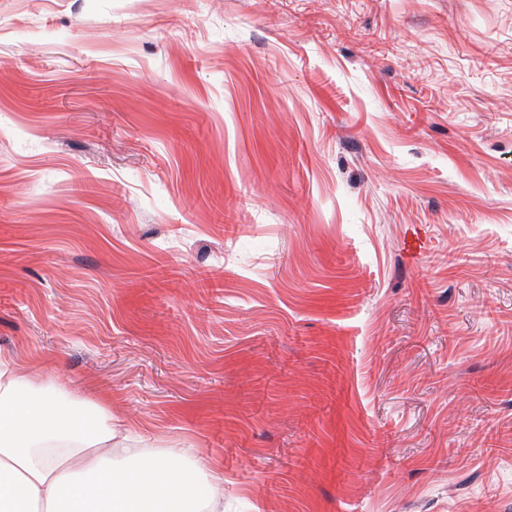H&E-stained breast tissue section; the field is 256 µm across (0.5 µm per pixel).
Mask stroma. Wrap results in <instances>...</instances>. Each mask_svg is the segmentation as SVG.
Instances as JSON below:
<instances>
[{"instance_id":"35a3bbf8","label":"stroma","mask_w":512,"mask_h":512,"mask_svg":"<svg viewBox=\"0 0 512 512\" xmlns=\"http://www.w3.org/2000/svg\"><path fill=\"white\" fill-rule=\"evenodd\" d=\"M0 357L224 512H512V0H0Z\"/></svg>"}]
</instances>
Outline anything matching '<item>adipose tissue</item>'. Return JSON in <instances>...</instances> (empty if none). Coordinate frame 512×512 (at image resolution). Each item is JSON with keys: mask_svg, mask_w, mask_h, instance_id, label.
Returning <instances> with one entry per match:
<instances>
[{"mask_svg": "<svg viewBox=\"0 0 512 512\" xmlns=\"http://www.w3.org/2000/svg\"><path fill=\"white\" fill-rule=\"evenodd\" d=\"M106 401L0 360V512H224V480L182 452L112 447Z\"/></svg>", "mask_w": 512, "mask_h": 512, "instance_id": "1", "label": "adipose tissue"}]
</instances>
